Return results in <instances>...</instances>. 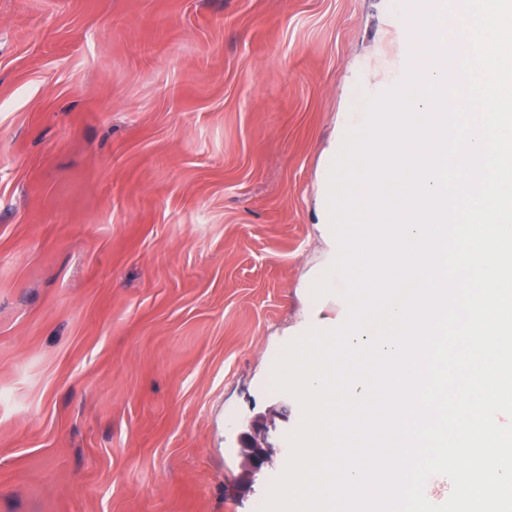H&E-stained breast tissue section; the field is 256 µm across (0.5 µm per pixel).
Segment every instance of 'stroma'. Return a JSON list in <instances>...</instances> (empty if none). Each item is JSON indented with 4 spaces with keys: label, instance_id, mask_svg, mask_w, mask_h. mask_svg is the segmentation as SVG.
I'll list each match as a JSON object with an SVG mask.
<instances>
[{
    "label": "stroma",
    "instance_id": "stroma-1",
    "mask_svg": "<svg viewBox=\"0 0 512 512\" xmlns=\"http://www.w3.org/2000/svg\"><path fill=\"white\" fill-rule=\"evenodd\" d=\"M394 0H0V512H257L322 150ZM272 445L253 477L242 433Z\"/></svg>",
    "mask_w": 512,
    "mask_h": 512
}]
</instances>
